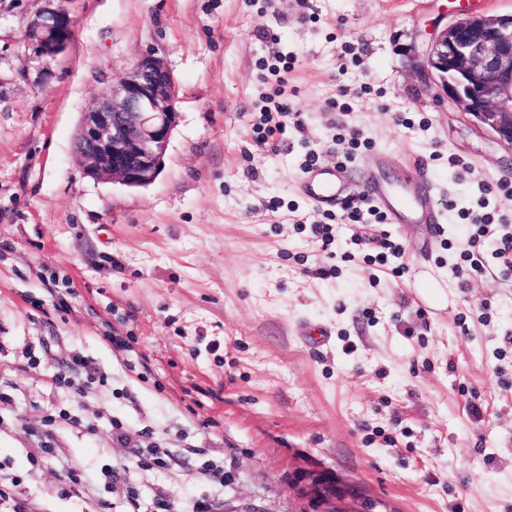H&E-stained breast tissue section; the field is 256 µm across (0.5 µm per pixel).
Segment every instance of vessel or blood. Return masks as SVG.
<instances>
[{
  "label": "vessel or blood",
  "instance_id": "vessel-or-blood-1",
  "mask_svg": "<svg viewBox=\"0 0 512 512\" xmlns=\"http://www.w3.org/2000/svg\"><path fill=\"white\" fill-rule=\"evenodd\" d=\"M341 174V168H325L316 164L302 173L297 186L315 208L328 210L335 207L339 197ZM367 194L390 223L413 221L429 225L431 232H439L441 220L433 209L431 185L421 183L390 191L372 182L367 187Z\"/></svg>",
  "mask_w": 512,
  "mask_h": 512
}]
</instances>
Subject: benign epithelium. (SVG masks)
<instances>
[{
	"label": "benign epithelium",
	"mask_w": 512,
	"mask_h": 512,
	"mask_svg": "<svg viewBox=\"0 0 512 512\" xmlns=\"http://www.w3.org/2000/svg\"><path fill=\"white\" fill-rule=\"evenodd\" d=\"M73 32L62 0H45L25 25L27 45L46 61L67 51ZM414 67L428 87L442 90L476 127L512 150V14L456 10L449 24L434 30ZM176 103L175 79L164 60L136 54L129 71L81 113L75 154L83 173L128 187L152 184L177 125ZM312 490L319 512H375L356 489H339L328 474Z\"/></svg>",
	"instance_id": "obj_1"
}]
</instances>
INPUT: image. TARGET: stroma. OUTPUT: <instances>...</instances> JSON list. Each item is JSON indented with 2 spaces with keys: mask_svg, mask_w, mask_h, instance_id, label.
Here are the masks:
<instances>
[{
  "mask_svg": "<svg viewBox=\"0 0 512 512\" xmlns=\"http://www.w3.org/2000/svg\"><path fill=\"white\" fill-rule=\"evenodd\" d=\"M43 5L0 0V512H317V470L381 512H512V271L451 272L472 215L512 225V151L410 67L448 0H64L73 41L41 67ZM139 52L179 117L131 189L85 176L74 139ZM311 152L351 206L366 173L426 175L443 235L336 208L321 247ZM383 229L402 276L360 248ZM287 112V104L274 103L273 108L266 107L265 111L262 113L263 132L257 140L260 146L268 144L270 139L274 140L275 135H283L285 133L286 125L282 121L277 120L276 117L286 114Z\"/></svg>",
  "mask_w": 512,
  "mask_h": 512,
  "instance_id": "35a3bbf8",
  "label": "stroma"
}]
</instances>
